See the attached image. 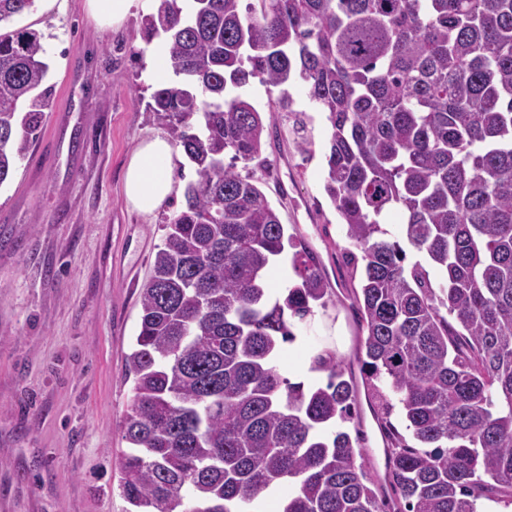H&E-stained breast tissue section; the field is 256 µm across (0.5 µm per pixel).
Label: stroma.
<instances>
[{"label": "stroma", "instance_id": "obj_1", "mask_svg": "<svg viewBox=\"0 0 512 512\" xmlns=\"http://www.w3.org/2000/svg\"><path fill=\"white\" fill-rule=\"evenodd\" d=\"M84 0L15 18L43 36L52 62L54 107L28 156L0 186V512H128L118 489L122 417L132 397L125 359L140 326V292L181 210L194 167L174 150L171 199L153 212L132 208L124 174L133 150L168 130L146 104L175 75L152 73L135 0L121 28L102 29ZM304 114L310 144L300 150L281 118L265 138L262 162L247 166L288 234L319 262L330 282L324 305L284 345L279 368L331 349L358 387L367 471L383 480L386 443L359 359L349 242L324 191L331 127L302 82L288 88Z\"/></svg>", "mask_w": 512, "mask_h": 512}]
</instances>
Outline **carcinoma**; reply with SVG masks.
<instances>
[{
    "instance_id": "carcinoma-1",
    "label": "carcinoma",
    "mask_w": 512,
    "mask_h": 512,
    "mask_svg": "<svg viewBox=\"0 0 512 512\" xmlns=\"http://www.w3.org/2000/svg\"><path fill=\"white\" fill-rule=\"evenodd\" d=\"M154 0L184 87L147 111L198 179L163 225L126 357L131 512H483L512 504V0ZM36 0H0V24ZM42 35L0 30V186L54 104ZM303 81L331 126L324 191L362 253L361 354L390 453L380 487L356 463V390L322 349L325 385L276 360L329 282L306 248L299 282L270 296L284 224L237 163L260 159L268 126L244 94ZM398 211L400 239L385 216ZM425 259L405 265L406 250ZM440 276L439 285L429 270ZM399 407L407 444L390 422Z\"/></svg>"
}]
</instances>
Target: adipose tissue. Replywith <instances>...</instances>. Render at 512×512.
I'll list each match as a JSON object with an SVG mask.
<instances>
[{
	"instance_id": "obj_1",
	"label": "adipose tissue",
	"mask_w": 512,
	"mask_h": 512,
	"mask_svg": "<svg viewBox=\"0 0 512 512\" xmlns=\"http://www.w3.org/2000/svg\"><path fill=\"white\" fill-rule=\"evenodd\" d=\"M172 146L162 137L143 141L132 153L125 173L128 203L143 212L152 211L167 201L174 190Z\"/></svg>"
}]
</instances>
